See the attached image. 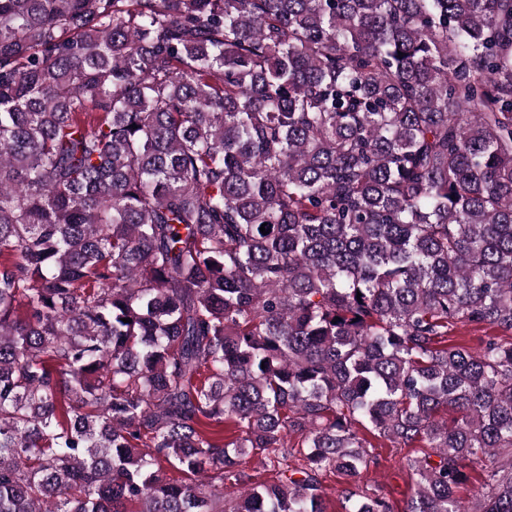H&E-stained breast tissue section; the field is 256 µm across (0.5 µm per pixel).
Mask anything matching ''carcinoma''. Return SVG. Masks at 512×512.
<instances>
[{"label": "carcinoma", "mask_w": 512, "mask_h": 512, "mask_svg": "<svg viewBox=\"0 0 512 512\" xmlns=\"http://www.w3.org/2000/svg\"><path fill=\"white\" fill-rule=\"evenodd\" d=\"M424 443L403 512H512V0H0V512ZM274 457L275 454L271 450L256 454L255 456L249 455L242 461V468L248 474L258 477L260 480H270L275 476L274 468L272 463H270L275 459Z\"/></svg>", "instance_id": "carcinoma-1"}]
</instances>
